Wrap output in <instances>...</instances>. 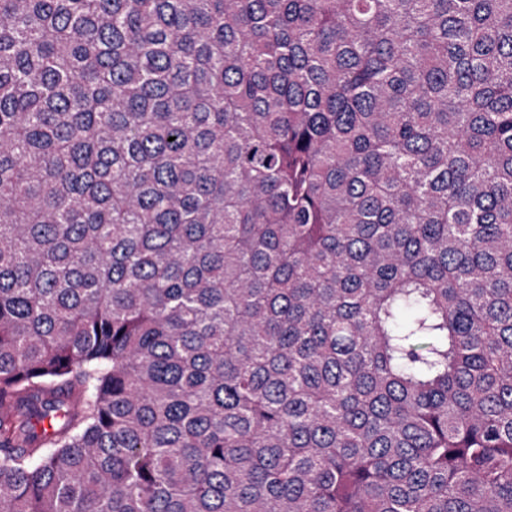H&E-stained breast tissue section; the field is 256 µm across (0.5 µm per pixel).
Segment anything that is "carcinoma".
I'll return each mask as SVG.
<instances>
[{"label":"carcinoma","mask_w":512,"mask_h":512,"mask_svg":"<svg viewBox=\"0 0 512 512\" xmlns=\"http://www.w3.org/2000/svg\"><path fill=\"white\" fill-rule=\"evenodd\" d=\"M0 512H512V0H0Z\"/></svg>","instance_id":"obj_1"}]
</instances>
